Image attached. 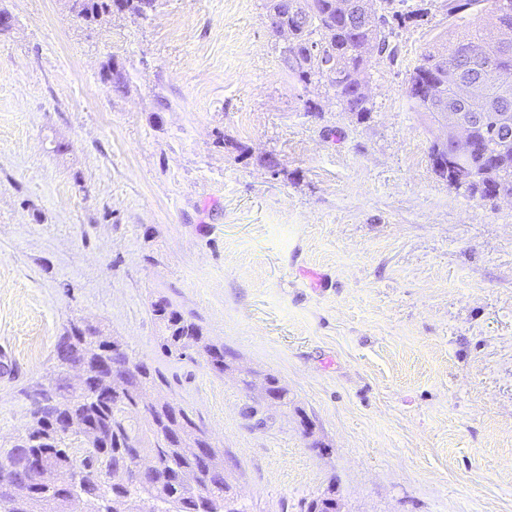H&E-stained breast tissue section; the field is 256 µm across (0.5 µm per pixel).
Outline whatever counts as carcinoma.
<instances>
[{
  "mask_svg": "<svg viewBox=\"0 0 512 512\" xmlns=\"http://www.w3.org/2000/svg\"><path fill=\"white\" fill-rule=\"evenodd\" d=\"M69 9L87 23L108 13L109 0H69ZM314 24L298 31L296 48L307 62V68L288 67L289 76L298 84L314 81L332 89L342 111L362 118L371 112L365 103L348 100L355 76L368 66V61L354 54L358 44L368 43L397 56L392 46L393 22L423 16L418 8L406 13L388 11L391 0H379L383 13L379 25L357 24L336 15V0H312ZM127 11L146 17L153 11L155 0H126ZM449 16L467 11L483 14L485 26H474L456 33L455 52L473 54V69L493 70L498 81L483 89L490 112L512 113V49L485 43V27L512 31V0H446ZM442 55L436 47L421 57L410 77L413 84L436 81ZM501 135L498 118L488 119L476 129L480 141H493ZM491 160L473 153L448 169L449 177L472 179L468 189L475 194L478 185L487 180H473ZM496 168L500 176L492 181L495 188L512 192V150L498 155ZM151 312L161 335L158 346L165 357L175 361L206 358L212 370L223 374L231 369L224 356V345L204 335L194 320L177 310L164 296L151 302ZM81 322L72 321L55 344V373L61 374L65 364L89 357L108 359L117 367L127 364L125 353H112V337L84 335ZM168 385L165 375L144 363L125 372V384L110 394L91 395L86 391L51 382L37 388L44 400L42 417L33 419L28 431L16 437L9 447L0 448V464L33 460L39 467L35 483L22 496L0 482V512H74L80 503L82 512H246L238 499L224 503V451L211 447L202 454L190 451L199 446L200 424L193 411L167 404L143 408L139 403L154 389ZM70 416L86 422L99 436L78 440L59 433L43 423L50 417ZM147 453L151 460L142 470L141 480L130 481L129 466L134 451ZM73 470L78 478L68 487L58 482L59 474Z\"/></svg>",
  "mask_w": 512,
  "mask_h": 512,
  "instance_id": "cac0c4a2",
  "label": "carcinoma"
}]
</instances>
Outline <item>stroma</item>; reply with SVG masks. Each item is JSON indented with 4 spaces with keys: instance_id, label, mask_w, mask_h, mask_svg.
I'll return each instance as SVG.
<instances>
[{
    "instance_id": "1",
    "label": "stroma",
    "mask_w": 512,
    "mask_h": 512,
    "mask_svg": "<svg viewBox=\"0 0 512 512\" xmlns=\"http://www.w3.org/2000/svg\"><path fill=\"white\" fill-rule=\"evenodd\" d=\"M265 4L0 0V445L81 320L165 374L247 512H512V201L436 176L407 96L455 21L395 27L360 120L289 77ZM160 296L229 371L162 355ZM111 0H69V9L87 23H92L103 14H107ZM438 49L437 47H432L422 55L419 64L414 68L410 77L413 85L428 83L429 79L435 82L438 79L433 76L434 73H439L441 70L440 60L443 55L439 54Z\"/></svg>"
}]
</instances>
